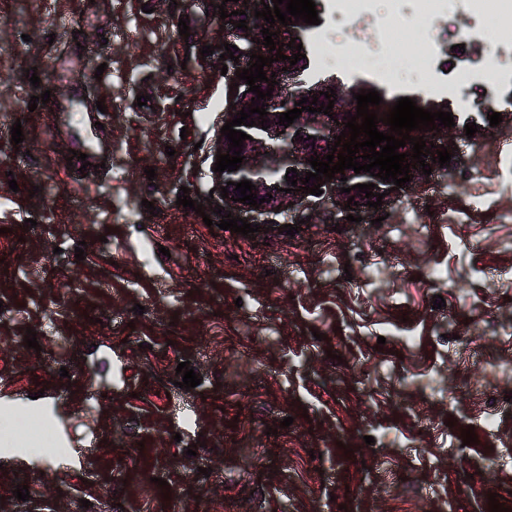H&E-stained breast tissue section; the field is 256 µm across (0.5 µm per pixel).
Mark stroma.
I'll return each instance as SVG.
<instances>
[{
    "label": "stroma",
    "mask_w": 512,
    "mask_h": 512,
    "mask_svg": "<svg viewBox=\"0 0 512 512\" xmlns=\"http://www.w3.org/2000/svg\"><path fill=\"white\" fill-rule=\"evenodd\" d=\"M469 8L440 21V63ZM224 42L252 52L216 0H0V409L49 410L68 440L50 459L0 452V512H490L492 493L512 512V337L485 331L512 327V288L485 276L512 274V125L459 134V165L388 218L336 232L311 195L249 238L219 229L210 193L234 99L200 49ZM77 93L104 101L111 145L86 177L67 164L78 119L57 109ZM185 187L199 211L178 205ZM474 193L489 208L460 221ZM181 362L201 384L176 386ZM488 413L496 433L463 444Z\"/></svg>",
    "instance_id": "35a3bbf8"
}]
</instances>
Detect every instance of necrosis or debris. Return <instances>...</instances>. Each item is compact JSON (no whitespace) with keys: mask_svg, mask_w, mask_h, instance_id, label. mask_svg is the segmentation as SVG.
Here are the masks:
<instances>
[{"mask_svg":"<svg viewBox=\"0 0 512 512\" xmlns=\"http://www.w3.org/2000/svg\"><path fill=\"white\" fill-rule=\"evenodd\" d=\"M399 0H382L381 11H374L372 0H344L336 11L337 22L347 27L343 38L323 33L312 40V52L323 65L339 70L365 71L396 85H414L431 89L433 76L440 69L434 53L412 57L408 44L413 34L430 37L432 22L449 12L450 0H415L412 15L397 9ZM481 24L472 26L468 40L496 42L497 32L512 28V0H471ZM449 100H458L463 88L471 85L512 82V62L500 53H493L481 64H472L467 57L446 74Z\"/></svg>","mask_w":512,"mask_h":512,"instance_id":"necrosis-or-debris-1","label":"necrosis or debris"}]
</instances>
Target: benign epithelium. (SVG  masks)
Returning <instances> with one entry per match:
<instances>
[{"label": "benign epithelium", "mask_w": 512, "mask_h": 512, "mask_svg": "<svg viewBox=\"0 0 512 512\" xmlns=\"http://www.w3.org/2000/svg\"><path fill=\"white\" fill-rule=\"evenodd\" d=\"M335 90V94L344 93V88L337 82H316L296 92L287 91L280 86L277 89L278 100L285 104H294L306 97L308 100L320 96L322 92ZM347 116L345 112H335L329 117L324 113L302 112L301 117L295 120L289 127H284V123L279 121V113L269 112L265 118L269 119L270 128L264 130L262 126L255 125L253 127L239 126V130L251 136V139L243 141L244 147L240 168L236 171L222 173L211 172V179L216 190L225 187L229 190L228 197H239V192L235 191V184L242 180H249L256 186L254 193L257 198H265L272 195L270 202H264L255 209L248 204L240 202L233 203V206L239 211L246 214L262 215L268 211L280 209L282 211L290 209L288 203H298L305 198L304 191L287 192L291 188V183L285 179L286 171L295 168L301 179L306 177V172L312 170L309 160L311 156L317 154L319 156L331 154V147L335 145L334 136L340 135L345 129V120ZM303 136V139H296V135ZM316 137V141L308 140V136ZM426 147L431 149V153L424 156L425 162L430 166H435L432 162V154L436 153V147L443 145L447 147L448 152L456 153V146L453 139L439 140L428 135L424 136ZM345 177L355 180L359 184H375L372 189L374 193H386L384 200L389 201L394 198L395 192L389 191V183L370 176L368 172L355 173L349 169L345 173ZM342 185L332 183L326 192V196L333 199L337 203L336 222H346L347 215L353 216L365 215L368 207L360 206L352 209H344L350 194L340 193Z\"/></svg>", "instance_id": "obj_1"}]
</instances>
